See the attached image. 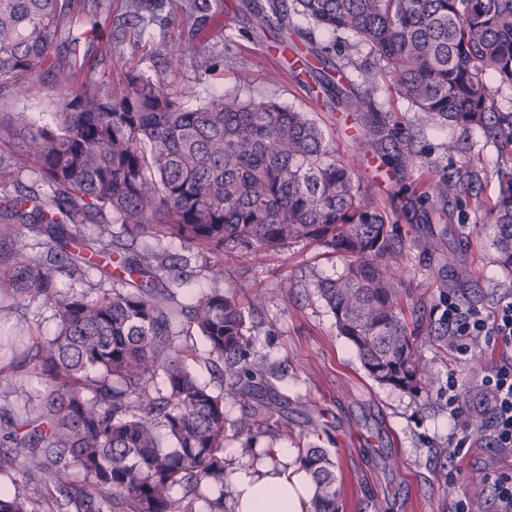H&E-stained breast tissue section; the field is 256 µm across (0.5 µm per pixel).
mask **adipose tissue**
Segmentation results:
<instances>
[{"label":"adipose tissue","instance_id":"obj_1","mask_svg":"<svg viewBox=\"0 0 512 512\" xmlns=\"http://www.w3.org/2000/svg\"><path fill=\"white\" fill-rule=\"evenodd\" d=\"M294 455L282 448L275 461L237 469L233 512H309L314 484L293 465Z\"/></svg>","mask_w":512,"mask_h":512}]
</instances>
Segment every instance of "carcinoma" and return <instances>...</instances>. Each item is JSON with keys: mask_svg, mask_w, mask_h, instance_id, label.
Returning <instances> with one entry per match:
<instances>
[{"mask_svg": "<svg viewBox=\"0 0 512 512\" xmlns=\"http://www.w3.org/2000/svg\"><path fill=\"white\" fill-rule=\"evenodd\" d=\"M73 0H0V84L20 96L33 88L44 64L52 73L55 128L33 127L12 112L0 140L20 129L31 134L41 182L0 215V238L17 226L45 250L19 243L11 253L10 288L16 301L51 305L58 330L24 351L44 389L17 411L0 407V473L40 485L54 512H224L234 496L224 474V401L257 400L240 421L256 425L283 412L288 397L272 393L271 368L251 358L255 298L242 306L224 283V251H278L317 242L343 258L333 278L317 282L339 335L357 350L376 382L408 391L430 389V365L418 353L432 325L407 318L403 277L387 257L398 236L390 216L355 187L316 121L273 101L214 93L195 108L132 66L121 82L103 88L78 82L81 42L100 51L98 13L85 12V30L70 34ZM252 25L288 42L301 15L340 44L338 56L308 53L338 76L336 102L389 123L374 91L387 82L414 107L413 125L495 130L498 146H512V112L494 107L484 80L512 89V0H249ZM350 34L349 43L342 35ZM71 45L51 58L58 41ZM366 85L350 90L352 72ZM421 150L407 138L397 165L415 167ZM425 190L413 189L427 213L458 196L478 173L427 167ZM498 195L488 209L497 262L512 272V166L495 171ZM96 225L83 234L80 227ZM120 225L116 233L112 225ZM175 238L210 255L217 287L196 302L178 299L166 277L169 255L143 239ZM96 269L112 287L90 299L64 294L56 275L82 280ZM205 343L200 355L192 345ZM216 374L219 388L199 381L192 364ZM167 436L164 446L161 436ZM312 478L310 512H339L336 465L326 449L300 450ZM82 476V483L72 480ZM0 512H43L42 500L17 491L0 494Z\"/></svg>", "mask_w": 512, "mask_h": 512, "instance_id": "obj_1", "label": "carcinoma"}]
</instances>
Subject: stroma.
Wrapping results in <instances>:
<instances>
[{
	"label": "stroma",
	"mask_w": 512,
	"mask_h": 512,
	"mask_svg": "<svg viewBox=\"0 0 512 512\" xmlns=\"http://www.w3.org/2000/svg\"><path fill=\"white\" fill-rule=\"evenodd\" d=\"M98 3L99 20L112 50L105 56L88 50L83 75L99 85L112 86L136 64L167 90L189 88L190 107L224 91L243 99H272L309 113L337 156L351 167L356 185L400 225L402 240L391 262L405 277V303L424 320L438 321L440 304L450 295L488 311L500 297L512 295V274L498 265L493 229L483 221L498 192L494 170L512 157V152L498 148L493 132L459 128L450 133L429 127L415 133L413 107L388 83L379 84L378 107L397 119L399 137L415 134L423 162L458 167L466 161L479 174L460 202H449L447 216L426 225L406 208L420 168L373 180L363 164L379 153L353 136L363 127L362 117L332 104L327 96L315 95L311 79L261 52L269 37L253 27L247 0H222L221 14L204 21L186 15L187 0H159L156 9L143 12L137 21L128 13L126 0ZM160 42L167 49L159 56L152 47ZM188 42L198 45L197 54L182 55ZM243 74L248 77L244 83L239 80ZM18 109L29 112L35 125L52 124L55 106L49 79H42L24 97L16 96L12 87H0V113ZM451 135L459 139L462 151L449 160L440 145ZM0 153L22 165L17 185H0L1 210L37 185L39 174L28 133L18 132L0 143ZM445 226L451 231L449 248L427 252L430 231ZM12 242L0 239V336L16 328L31 342L53 336L58 324L54 308L38 300L18 304L9 295ZM147 244L181 257L176 270L186 280L179 293L183 302H193L213 288L204 255L170 238H151ZM342 264L336 254L312 242L294 243L280 252L225 253V286L240 285L238 297L244 303L256 294L262 298L254 313L258 328L254 355L273 368L276 388L292 402L287 433H280L271 420L250 442L238 430L247 412L245 404L227 401L224 445L232 453L224 458L226 468H234L255 448L301 449L315 440L336 462L339 512H455L462 498L468 500L471 512H492V482L499 473L512 472V455L478 442L466 454L451 457L448 378L456 376L464 392L475 391L497 349L481 341L463 356L451 340L424 335L419 350L433 366V387L412 393L378 384L364 370L351 343L338 335L335 319L315 288L319 279L335 276ZM286 282L293 284L294 292L285 299L280 287ZM41 389L33 366L6 371L0 375V404L22 406ZM314 417L327 424L330 438H313Z\"/></svg>",
	"instance_id": "1"
}]
</instances>
